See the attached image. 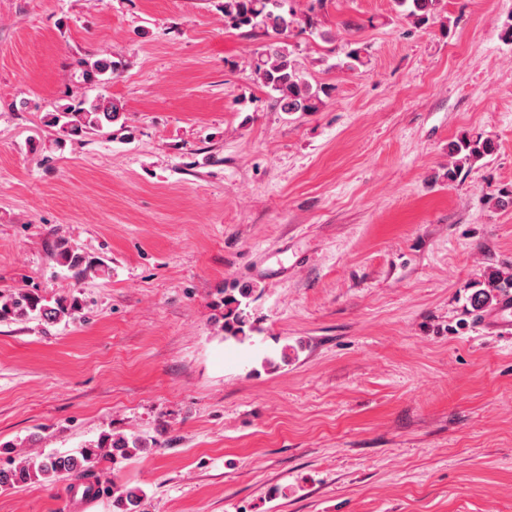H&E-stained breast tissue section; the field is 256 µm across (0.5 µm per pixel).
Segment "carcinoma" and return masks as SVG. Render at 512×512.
Instances as JSON below:
<instances>
[{
	"mask_svg": "<svg viewBox=\"0 0 512 512\" xmlns=\"http://www.w3.org/2000/svg\"><path fill=\"white\" fill-rule=\"evenodd\" d=\"M404 15L415 25L425 24L438 12L441 0H393ZM315 7L310 12L298 15L291 0H224V22L235 28H262L273 37V42L257 53L253 69L262 86L276 93L278 108L287 113L314 112L323 103L322 97L330 94L326 86H314L304 77L296 63L294 51L287 38L300 25L309 29L315 26ZM344 60L340 66L356 71L366 65L364 48L353 47L350 43L341 46ZM82 78L88 83L119 70L121 62L110 58H98L82 62ZM124 106L114 98L98 96L93 100L81 99L74 104L62 106L51 116V124L69 135L82 133L113 135L112 126L123 117ZM491 142L487 139H464L454 144L450 154L455 157L448 168V179L453 180L471 159L490 152ZM57 263L77 275L101 270L102 264L95 263L77 251L67 242L56 245ZM251 290L243 288L239 295L224 294V337L242 341L253 331L246 312L247 299ZM83 310V300L77 295L59 299L54 304L45 303L39 294L20 291L0 295V320L34 317L47 323L64 319L75 320ZM147 450L143 441L123 434L107 433L98 441L79 451L77 455L49 456L40 462L19 460L10 470L0 469V485L20 486L32 480L37 474L67 473L79 477L89 474L90 468L101 460L117 461L126 459L138 451ZM118 512H139L142 490L124 486L113 491Z\"/></svg>",
	"mask_w": 512,
	"mask_h": 512,
	"instance_id": "1",
	"label": "carcinoma"
}]
</instances>
